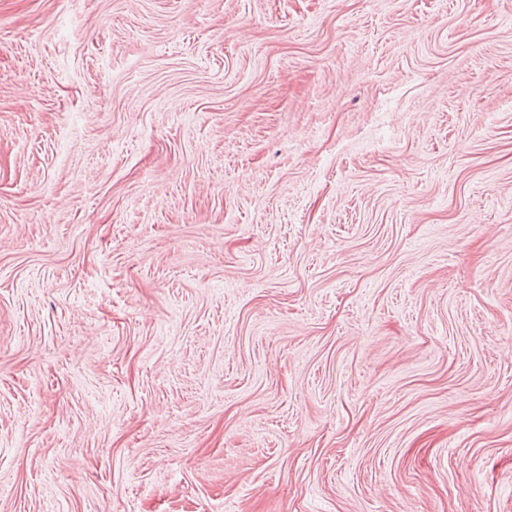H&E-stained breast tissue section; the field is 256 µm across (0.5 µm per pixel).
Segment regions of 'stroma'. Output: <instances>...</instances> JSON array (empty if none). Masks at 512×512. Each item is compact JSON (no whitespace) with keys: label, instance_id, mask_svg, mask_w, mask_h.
<instances>
[{"label":"stroma","instance_id":"obj_1","mask_svg":"<svg viewBox=\"0 0 512 512\" xmlns=\"http://www.w3.org/2000/svg\"><path fill=\"white\" fill-rule=\"evenodd\" d=\"M0 512H512V0H0Z\"/></svg>","mask_w":512,"mask_h":512}]
</instances>
